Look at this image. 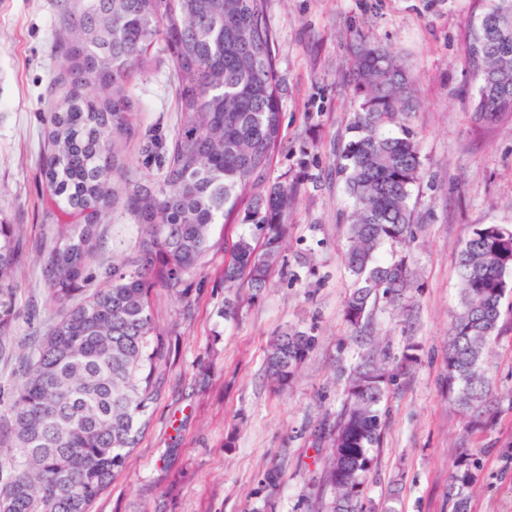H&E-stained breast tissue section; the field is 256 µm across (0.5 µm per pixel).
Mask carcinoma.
Listing matches in <instances>:
<instances>
[{"label":"carcinoma","mask_w":512,"mask_h":512,"mask_svg":"<svg viewBox=\"0 0 512 512\" xmlns=\"http://www.w3.org/2000/svg\"><path fill=\"white\" fill-rule=\"evenodd\" d=\"M62 64L53 83L65 97L50 113L41 166L46 191L78 224L47 230L39 262L45 301L56 317L14 386L4 419L13 445L0 458V512H91L149 426L164 381L168 343L150 305L156 287L177 291L205 266L211 229L243 215L224 265L227 288L267 287L288 236L295 190L267 174L281 134L282 89L266 0H78L66 15ZM171 52L182 118L170 135L149 134L144 170L127 176L116 139L129 130L131 79L158 44ZM479 80L472 120L512 117V0L492 6L467 42ZM354 71L363 93L337 167L354 207L346 224L344 267L352 277L343 315L360 333L382 299L414 287L405 258L378 260L385 244L413 235L411 187L420 176L418 144L397 126L414 107L412 84L388 50L359 41ZM120 215L137 228L130 257L97 262L101 225ZM20 225L0 218V358L13 349ZM459 306L448 330L442 382L463 412L487 407L484 369L501 332V301L512 275V230L472 227L458 256ZM317 343L296 328L272 337L266 373L284 389ZM419 347L368 358L345 376V401L329 430L330 512H364V487L380 446L389 385L418 363ZM478 480L468 450L448 484L451 512H469Z\"/></svg>","instance_id":"cac0c4a2"}]
</instances>
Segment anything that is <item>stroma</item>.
I'll return each mask as SVG.
<instances>
[{
    "label": "stroma",
    "instance_id": "obj_1",
    "mask_svg": "<svg viewBox=\"0 0 512 512\" xmlns=\"http://www.w3.org/2000/svg\"><path fill=\"white\" fill-rule=\"evenodd\" d=\"M488 8L489 0H266L284 89L268 178L297 189L283 266L261 294L240 289L238 315L225 319L222 244L241 227L217 224L216 247L183 294L153 289L157 329L170 346L164 389L93 512H329L330 446L320 427L335 421L345 399L337 365L353 367L365 351L350 342L343 317L351 279L342 251L353 201L335 167L361 103L353 73L360 39L398 55L410 73L417 108L405 124L421 162L410 196L414 236L380 251L385 261L407 256L416 287L382 300L368 327L378 352L397 355L414 342L421 359L389 389L365 506L450 512L448 483L466 448L480 468L467 491L470 512H512V288L486 365L491 411L462 413L441 382L464 238L476 224L512 228V119L488 127L471 120L478 82L466 45ZM64 29L61 0H0V212L24 227L13 329L22 350L51 316L38 259L40 220L55 208L42 193L38 156L40 114L64 93L52 82ZM127 93L131 132L116 143L134 173L143 167L145 134L170 133L180 121L169 53L153 50ZM55 212L58 223L76 221ZM291 327L314 329L318 343L280 391L267 379L264 347ZM271 469L280 473L273 488L264 483Z\"/></svg>",
    "mask_w": 512,
    "mask_h": 512
}]
</instances>
